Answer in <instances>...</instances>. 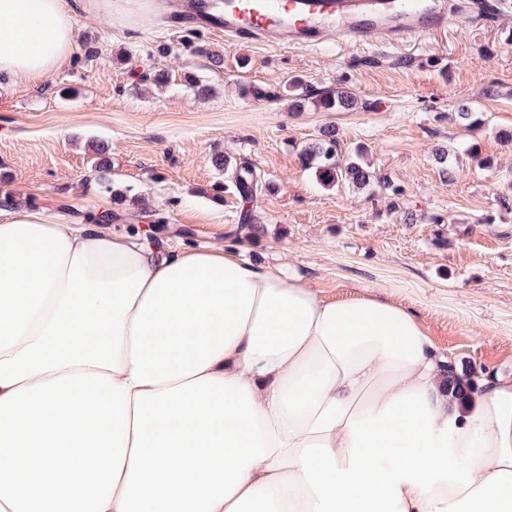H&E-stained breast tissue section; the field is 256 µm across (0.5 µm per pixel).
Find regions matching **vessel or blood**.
<instances>
[{
	"label": "vessel or blood",
	"instance_id": "1",
	"mask_svg": "<svg viewBox=\"0 0 512 512\" xmlns=\"http://www.w3.org/2000/svg\"><path fill=\"white\" fill-rule=\"evenodd\" d=\"M202 5V14L190 16L180 7L172 20L179 25L214 28L226 38L247 43L261 41L272 46L316 47L338 36L361 44H374L387 37L392 46L446 33L463 19L493 18L496 0H470L467 12L451 0H221V21L205 15L214 10Z\"/></svg>",
	"mask_w": 512,
	"mask_h": 512
}]
</instances>
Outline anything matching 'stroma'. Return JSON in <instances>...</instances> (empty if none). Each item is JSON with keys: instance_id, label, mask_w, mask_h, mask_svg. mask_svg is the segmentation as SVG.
<instances>
[{"instance_id": "1", "label": "stroma", "mask_w": 512, "mask_h": 512, "mask_svg": "<svg viewBox=\"0 0 512 512\" xmlns=\"http://www.w3.org/2000/svg\"><path fill=\"white\" fill-rule=\"evenodd\" d=\"M75 40L90 39L38 83L0 82V195L33 198L61 222L110 206L123 230L139 211L97 186L93 146L107 150L115 188L144 197L170 247L231 243L244 212L265 233L243 258L306 275L327 299L374 296L412 311L443 354L475 375L512 371V7L466 21L420 45L318 48L203 43L224 66L185 51L184 27L112 0L111 14L75 3ZM167 44L169 54L154 51ZM170 73L163 87L142 73ZM193 73L213 88L195 99ZM316 91L354 93L350 112L292 110L280 93L292 76ZM485 113L469 131L459 105ZM340 130L343 151L367 149L371 171L403 190L397 211L370 189L327 187L299 150L321 127ZM447 144V168L433 157ZM252 165L258 188L215 202L224 174L212 159Z\"/></svg>"}]
</instances>
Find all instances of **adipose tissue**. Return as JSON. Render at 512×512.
Wrapping results in <instances>:
<instances>
[{
    "label": "adipose tissue",
    "mask_w": 512,
    "mask_h": 512,
    "mask_svg": "<svg viewBox=\"0 0 512 512\" xmlns=\"http://www.w3.org/2000/svg\"><path fill=\"white\" fill-rule=\"evenodd\" d=\"M74 23L0 0V73ZM102 214L0 209V512H512V373L457 400L404 307Z\"/></svg>",
    "instance_id": "adipose-tissue-1"
}]
</instances>
